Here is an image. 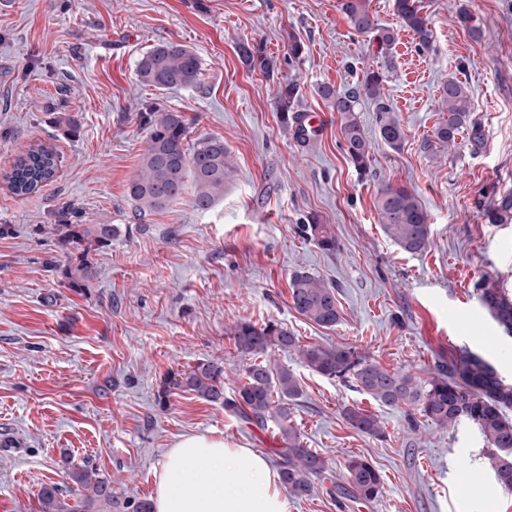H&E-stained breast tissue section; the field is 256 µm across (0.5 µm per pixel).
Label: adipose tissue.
<instances>
[{"mask_svg":"<svg viewBox=\"0 0 512 512\" xmlns=\"http://www.w3.org/2000/svg\"><path fill=\"white\" fill-rule=\"evenodd\" d=\"M153 512H288L277 471L249 448L208 434L180 437L158 471Z\"/></svg>","mask_w":512,"mask_h":512,"instance_id":"obj_1","label":"adipose tissue"}]
</instances>
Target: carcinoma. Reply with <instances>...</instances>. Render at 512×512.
I'll return each instance as SVG.
<instances>
[{
  "mask_svg": "<svg viewBox=\"0 0 512 512\" xmlns=\"http://www.w3.org/2000/svg\"><path fill=\"white\" fill-rule=\"evenodd\" d=\"M341 10L354 32L371 36L380 46L394 43L392 29L379 24L369 10L368 0H341ZM395 9L404 26L417 37L419 46L426 48L431 41L429 20L420 13L415 0H395ZM237 53L251 71L267 77L279 71L277 59L266 54L260 44L241 42ZM138 81L159 91L195 88L201 84L202 67L199 56L190 47L165 42L150 48L137 63ZM382 75L370 70L363 75L362 90L372 99L377 112L380 141L393 151L400 150L404 130L399 120L390 116L391 108L381 93ZM300 86L290 78L278 84V112L284 122L292 121L289 112L299 96ZM319 96L340 116L343 149L355 169L366 172L371 143L364 135L357 118L359 93H340L323 84ZM441 114L433 137L439 146L456 145L462 138L472 151L485 143V130L474 118L469 94L463 82L452 77L443 86ZM140 124L148 131V146L140 159V174L128 187L127 195L135 202L136 213L145 215L163 210L175 202L187 186L194 189L195 206L206 211L224 198V184L231 173L230 151L224 139L207 137L191 148L187 139V119L183 113L148 106L139 113ZM57 155L50 145L29 146L21 152L13 168L4 176L11 191L18 196L35 193L52 181L57 174ZM375 207L385 234L404 252L420 253L430 243L427 211L418 196L405 186L384 184L375 199ZM490 224L512 223V190L496 197L485 211ZM303 233L314 239L324 250L336 247V239L326 224H303ZM52 231L58 248L66 256L62 274L70 288H84L94 277L89 261L92 251L112 247V242L130 234V224H54ZM290 297L293 308L305 319L325 328L340 320L336 285L309 271L292 274ZM480 299L498 324L512 333V301L495 288H480ZM238 354L252 358L246 368L245 382L231 397L224 396V363L203 359L183 371H169L160 379L157 401L163 405L176 390L193 392L198 397L224 407L248 425L265 429L277 425L280 447L272 449L277 459L281 485L295 497L307 496L314 489L313 479L326 470L324 458L302 447L297 429L288 423V404L301 396L295 375L274 367L261 359L270 349L298 356L309 370L327 377L351 380L356 387L379 405L391 408L410 407L444 428L462 420L474 424L489 447L490 466L498 483L512 489V419L505 410L512 408V383L478 354L466 353L436 366L421 377L398 369H389L379 362L360 356L349 347L327 348L304 344L299 337L274 321L256 325L249 321L237 324L233 332ZM343 416L358 433L382 436L379 418L354 406L346 407ZM346 484L352 497L370 503L379 498L383 489L380 472L366 459L351 455L345 462ZM72 480L89 491L82 507L99 502L112 508L122 505L123 512H151L146 498L118 501L112 483L105 478L92 479L87 470L78 468ZM66 489L57 483L45 484L39 492L41 512H72L61 496Z\"/></svg>",
  "mask_w": 512,
  "mask_h": 512,
  "instance_id": "carcinoma-1",
  "label": "carcinoma"
}]
</instances>
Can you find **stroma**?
<instances>
[{
	"label": "stroma",
	"instance_id": "35a3bbf8",
	"mask_svg": "<svg viewBox=\"0 0 512 512\" xmlns=\"http://www.w3.org/2000/svg\"><path fill=\"white\" fill-rule=\"evenodd\" d=\"M432 43L421 48L394 0H370L393 29L389 52L352 32L340 0H10L0 8V512H40L39 490L71 486L74 467L111 481L121 498H151L163 455L181 436L207 433L269 456L275 427L260 430L194 393L157 402L158 383L211 357L224 362L232 394L249 365L233 341L236 324L273 320L302 343L348 346L390 369L427 375L464 351L512 381V337L482 306L489 282L512 298V224H488L484 209L512 188V0H418ZM477 19L480 36L456 12ZM304 51L289 63L288 38ZM259 42L282 67L273 78L242 64L236 45ZM163 42L199 56L198 87L160 92L136 76L140 56ZM384 68L383 92L405 131L400 150L382 145L370 102L358 118L372 142L359 176L340 146L339 117L317 93L328 84L360 87L366 69ZM298 80L295 108L325 124L299 140L282 123L276 92ZM463 81L486 133L466 144L428 149L448 78ZM184 114L188 141L223 138L234 175L224 198L202 211L193 189L164 210L135 219L127 195L140 171L150 104ZM70 115L80 133L56 125ZM56 150V178L14 195L4 176L21 151ZM416 191L431 224L420 254L384 233L374 207L383 183ZM83 224H130V236L90 254L95 276L67 286L47 261L60 256L52 234L64 206ZM328 225L332 251L302 232L309 218ZM307 270L333 283L340 321L325 329L291 305L289 282ZM302 395L288 407L304 447L327 470L289 512H512L474 424L444 428L379 406L349 383L327 379L296 356L269 350ZM376 414L384 436L360 435L342 409ZM368 457L384 479L373 503L345 490L348 456Z\"/></svg>",
	"mask_w": 512,
	"mask_h": 512
}]
</instances>
